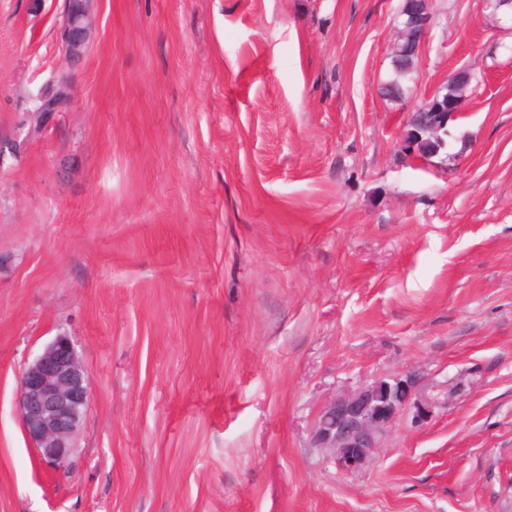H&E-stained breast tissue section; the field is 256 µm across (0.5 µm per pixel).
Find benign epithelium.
<instances>
[{
    "instance_id": "1",
    "label": "benign epithelium",
    "mask_w": 512,
    "mask_h": 512,
    "mask_svg": "<svg viewBox=\"0 0 512 512\" xmlns=\"http://www.w3.org/2000/svg\"><path fill=\"white\" fill-rule=\"evenodd\" d=\"M420 7L400 10L397 34L418 33L423 41L432 25L428 0H415ZM95 0H64L59 23L63 56L71 64L87 54L94 36ZM72 80L57 77L31 98L32 108L63 112L70 103ZM88 370L72 340L59 333L32 361L18 379L16 412L21 427L40 461L54 468L64 467L76 447L75 438L86 418L90 399ZM423 407L409 380L400 375L377 379L357 389L328 399L319 408L311 439L327 452L343 471H354L369 458L391 422L408 407Z\"/></svg>"
}]
</instances>
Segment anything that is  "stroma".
Wrapping results in <instances>:
<instances>
[{"instance_id": "1", "label": "stroma", "mask_w": 512, "mask_h": 512, "mask_svg": "<svg viewBox=\"0 0 512 512\" xmlns=\"http://www.w3.org/2000/svg\"><path fill=\"white\" fill-rule=\"evenodd\" d=\"M403 0H98L65 60L62 0H0V512H512V14L429 0L403 99ZM473 75L446 148L406 116ZM73 75L44 135L21 119ZM89 373L67 466L17 383L58 333ZM411 376L346 473L319 406ZM420 4V7L408 11L404 8L409 6L408 0H405L396 18L397 37L402 34L392 49L391 64L393 78L382 87V93L391 100H401L403 95L402 80L406 79L416 68L418 60L419 47L432 25V14L428 8L427 0H413ZM414 30L418 33V42L414 55H406L407 46L414 45L416 42ZM71 88V77L62 79L58 76L46 83L38 94L31 98L32 108H38V112H64L70 103ZM47 108L49 110H46Z\"/></svg>"}]
</instances>
